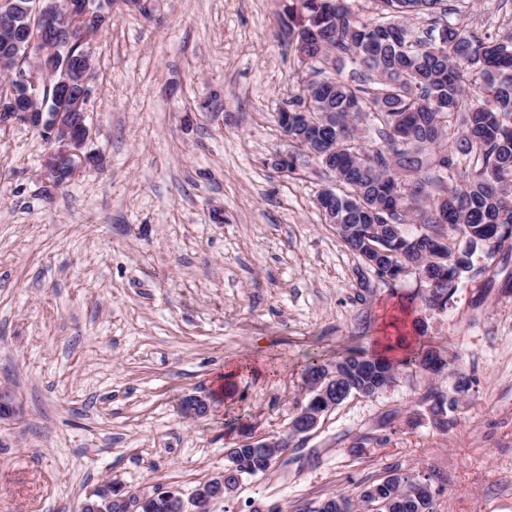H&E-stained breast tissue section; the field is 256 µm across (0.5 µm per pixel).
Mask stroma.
I'll list each match as a JSON object with an SVG mask.
<instances>
[{
    "mask_svg": "<svg viewBox=\"0 0 512 512\" xmlns=\"http://www.w3.org/2000/svg\"><path fill=\"white\" fill-rule=\"evenodd\" d=\"M113 4L93 39L87 146L99 159L51 187L47 144L0 131V512H75L107 473L192 492L228 449L282 435L305 372L353 349L395 358L425 344L471 387L435 426L426 396L447 372L402 368L352 397L272 475L214 512H314L392 473L434 472V512H512V255H476L443 310L414 276L359 274L316 196L331 176L288 175L277 114L300 65L279 37L281 0ZM475 32H512V0H475ZM246 368L224 392L226 362ZM189 395L207 415H183Z\"/></svg>",
    "mask_w": 512,
    "mask_h": 512,
    "instance_id": "1",
    "label": "stroma"
}]
</instances>
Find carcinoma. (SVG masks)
Here are the masks:
<instances>
[{"mask_svg":"<svg viewBox=\"0 0 512 512\" xmlns=\"http://www.w3.org/2000/svg\"><path fill=\"white\" fill-rule=\"evenodd\" d=\"M295 9L278 17L288 46L302 53L307 62L333 60L335 77L318 86L322 111L332 119L328 128H302L280 114L279 125H288L299 164L288 162L281 171L295 173L307 161L305 148L316 147L323 138H336V162L322 167L334 176L336 223L374 224V210L400 205L406 215L398 218L399 234L382 239L390 255L387 263L372 269L354 239L347 248L365 268L380 278L398 281L393 268L411 260L418 246H433L434 238L445 242L448 261L433 267L437 278L448 282L426 289V307H446L458 281L476 276L486 268L475 267L473 257L494 258L512 251V230L503 233L496 225L512 227V34L493 40L478 37L470 27V0H377L379 14L368 20H351L349 0H327L315 20L316 0H291ZM441 14L437 25L420 35L405 23L414 15ZM14 32L0 28V125L13 121L15 107L26 105L36 112L56 109L54 84L65 72L92 73L90 43H75L66 36L41 54L18 49ZM45 76L38 89L9 80L24 65ZM37 96L31 101L28 95ZM482 100L481 105L472 99ZM365 123L376 138L354 134L351 124ZM471 228L470 238L459 236L457 226ZM376 361L379 374L395 381L401 366L436 370L447 361L424 346L396 362L384 355L351 352L331 363L312 364L306 383L333 369L344 370L355 386L350 395L370 397L377 378L364 368ZM457 400L438 395L431 407L439 427L448 424V411ZM255 454L249 446L236 453L251 460L252 471L238 474L229 468L226 484L239 479L264 477L272 472L278 454ZM413 474L393 476V489L411 496L416 490ZM313 512H354L344 496L332 498Z\"/></svg>","mask_w":512,"mask_h":512,"instance_id":"1","label":"carcinoma"}]
</instances>
